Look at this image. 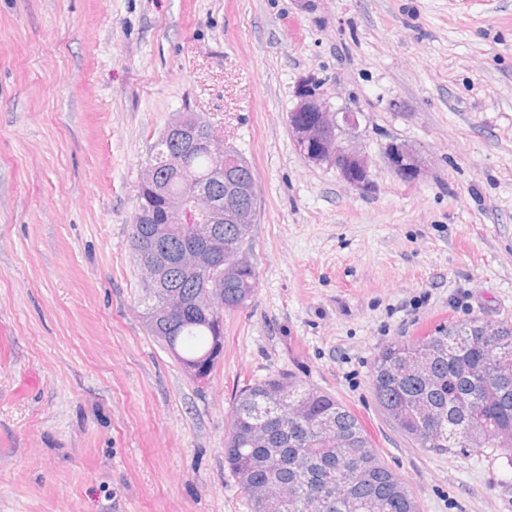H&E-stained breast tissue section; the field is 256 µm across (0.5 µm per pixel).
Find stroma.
Here are the masks:
<instances>
[{"label":"stroma","mask_w":512,"mask_h":512,"mask_svg":"<svg viewBox=\"0 0 512 512\" xmlns=\"http://www.w3.org/2000/svg\"><path fill=\"white\" fill-rule=\"evenodd\" d=\"M309 77L359 112L370 191L297 148ZM186 107L258 212L256 293L200 381L148 332L129 242ZM473 319L512 324V0H0V512H252L224 439L282 372L355 414L419 512H512V456L413 447L370 384L387 344ZM392 145L395 146L396 151L388 156L396 174L404 182H414L420 172L418 160L414 154L404 146Z\"/></svg>","instance_id":"1"}]
</instances>
